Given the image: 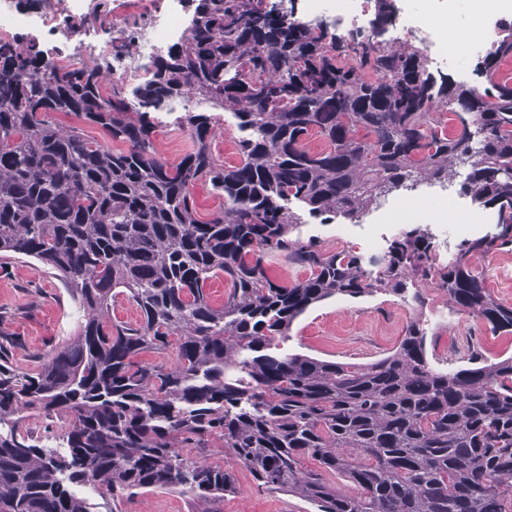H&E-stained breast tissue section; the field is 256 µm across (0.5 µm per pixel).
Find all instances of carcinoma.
Returning a JSON list of instances; mask_svg holds the SVG:
<instances>
[{
    "label": "carcinoma",
    "instance_id": "1",
    "mask_svg": "<svg viewBox=\"0 0 512 512\" xmlns=\"http://www.w3.org/2000/svg\"><path fill=\"white\" fill-rule=\"evenodd\" d=\"M191 2L189 37L135 105L102 93L98 63L57 68L0 42V260L54 270L81 312L75 336L33 354L32 369L17 364L23 342L0 314V512H90L81 485L111 500L181 489L216 502L238 492L235 466L316 512H512V357L437 370L418 319L367 364L280 353L317 303L393 294L421 307L429 284L512 333V305L471 265L512 251V79L500 71L512 24L478 62L480 89L431 72L411 45H376L392 0L349 35L294 17L284 0ZM184 94L233 112L239 163L214 157L215 118L195 112L178 120L192 149L176 165L158 157L151 113ZM53 112L123 148L61 128ZM315 133L329 148L308 147ZM460 167L459 194L494 224L444 265L419 224L369 258L289 238L291 200L323 223H358L380 196L456 181ZM203 178L224 197L207 221L191 194ZM273 254L309 275L272 281ZM218 277L220 307L206 288ZM119 296L137 307L135 325L112 321ZM169 349L170 362L142 359ZM26 411L58 423L65 453L21 430ZM216 444L229 452L222 464L210 461ZM53 119L56 123L61 124L63 126H74L81 128L84 134L90 138H95L102 143H107L109 146H113V148L119 149L123 148L121 144L114 143L112 145V141L109 136L106 134L104 130L100 127H93L84 124L81 120L76 118L74 115H68L62 112H55L53 115Z\"/></svg>",
    "mask_w": 512,
    "mask_h": 512
}]
</instances>
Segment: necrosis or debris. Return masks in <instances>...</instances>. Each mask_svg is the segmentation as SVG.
Instances as JSON below:
<instances>
[{
  "label": "necrosis or debris",
  "instance_id": "necrosis-or-debris-1",
  "mask_svg": "<svg viewBox=\"0 0 512 512\" xmlns=\"http://www.w3.org/2000/svg\"><path fill=\"white\" fill-rule=\"evenodd\" d=\"M482 17L485 35L449 46L443 30L429 23L414 0H394V38L406 37L422 51L431 69L455 68L468 79L469 66L489 51L502 25L512 21V0H472ZM122 0H43L27 8L18 0H0V41L35 46L56 67H67L83 58L107 64L113 84L123 95L152 76V61L189 33L187 0H138L136 10L104 32L101 21L120 9ZM376 9V0H305L302 16L320 18L337 32L363 28Z\"/></svg>",
  "mask_w": 512,
  "mask_h": 512
}]
</instances>
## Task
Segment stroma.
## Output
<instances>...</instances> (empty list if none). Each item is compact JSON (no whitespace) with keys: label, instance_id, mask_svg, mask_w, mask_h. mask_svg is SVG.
<instances>
[{"label":"stroma","instance_id":"stroma-1","mask_svg":"<svg viewBox=\"0 0 512 512\" xmlns=\"http://www.w3.org/2000/svg\"><path fill=\"white\" fill-rule=\"evenodd\" d=\"M292 209L301 218L293 237L317 239L330 251L346 245L364 251L369 224L384 221L381 214L372 213L363 223L338 220L323 224L302 211L300 204H293ZM474 265L493 295L511 304L512 263L497 253L476 259ZM425 296L427 305L423 308L392 294L330 298L310 307L293 323L285 349L329 361L369 363L394 352L407 323L419 318L427 329V356L435 368L467 367L473 355L490 361L512 356V333L491 334L480 318L450 308L437 289L427 290ZM0 307L13 311L5 325L25 343L20 362L26 368L31 365L30 354L73 335L79 319L61 283L46 267L31 260H11L0 268ZM235 474L240 491L216 502V512H311L310 505L296 495L257 489L244 468H236ZM85 498L91 512H204L206 508L205 503L180 489H161L114 501L89 491Z\"/></svg>","mask_w":512,"mask_h":512}]
</instances>
